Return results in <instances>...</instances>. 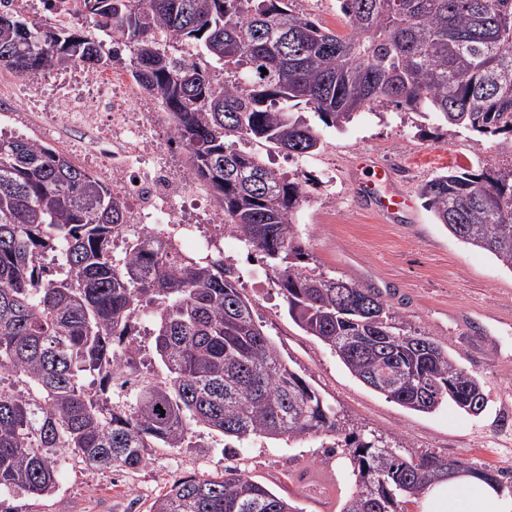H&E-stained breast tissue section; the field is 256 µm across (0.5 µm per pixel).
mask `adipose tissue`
<instances>
[{
	"label": "adipose tissue",
	"mask_w": 512,
	"mask_h": 512,
	"mask_svg": "<svg viewBox=\"0 0 512 512\" xmlns=\"http://www.w3.org/2000/svg\"><path fill=\"white\" fill-rule=\"evenodd\" d=\"M419 512H512V499L470 476L434 482L419 498Z\"/></svg>",
	"instance_id": "obj_1"
}]
</instances>
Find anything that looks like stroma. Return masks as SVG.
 Wrapping results in <instances>:
<instances>
[{"mask_svg": "<svg viewBox=\"0 0 512 512\" xmlns=\"http://www.w3.org/2000/svg\"><path fill=\"white\" fill-rule=\"evenodd\" d=\"M84 69L70 65L40 77L35 100L21 104L15 72L0 68L14 92L0 96V135L27 136L93 170L85 132L52 123L60 87L92 97ZM309 120L322 146L314 154H271L269 167L296 174L305 193L296 217L306 265L380 291L404 329L444 343L455 362L475 374L487 395L472 415L453 404L431 413L408 410L355 378L331 350L289 318L271 270L248 259L234 237L224 257L240 275L238 287L253 304L255 320L282 357L349 425L365 434L398 438L405 455L434 453L468 466L512 471V271L436 224L419 197L421 184L448 168L481 170L512 162V136H485L447 125L433 115L378 106L346 128ZM390 167L410 206L393 223L363 209L357 198L359 164ZM322 436L273 443L252 438L231 453L217 448L208 430L193 429L179 448H158L137 469L92 470L75 461L62 468L44 512H149L177 479L223 474L233 466L287 498L298 512H341L354 491L350 468L326 453Z\"/></svg>", "mask_w": 512, "mask_h": 512, "instance_id": "1", "label": "stroma"}]
</instances>
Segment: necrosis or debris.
Returning a JSON list of instances; mask_svg holds the SVG:
<instances>
[{
	"instance_id": "4bbe7bcc",
	"label": "necrosis or debris",
	"mask_w": 512,
	"mask_h": 512,
	"mask_svg": "<svg viewBox=\"0 0 512 512\" xmlns=\"http://www.w3.org/2000/svg\"><path fill=\"white\" fill-rule=\"evenodd\" d=\"M92 81L97 89L94 103L78 97L58 100V118L94 133L95 154L102 161L112 187L134 204L137 224H183L187 217L179 205L186 189L193 185L186 171L167 172L161 167V144L148 133L149 118L133 109L125 97L120 75L98 74ZM112 115L109 125L97 123L99 113Z\"/></svg>"
}]
</instances>
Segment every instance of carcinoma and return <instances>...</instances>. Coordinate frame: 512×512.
Here are the masks:
<instances>
[{"label":"carcinoma","instance_id":"cac0c4a2","mask_svg":"<svg viewBox=\"0 0 512 512\" xmlns=\"http://www.w3.org/2000/svg\"><path fill=\"white\" fill-rule=\"evenodd\" d=\"M290 2L80 0L76 27L1 11L0 66L23 77L70 64L96 72L128 50L190 176L218 200L224 232L266 259L293 322L403 407L450 401L478 414L480 379L439 340L401 330L378 290L303 265L301 185L240 144L314 153L318 132L291 112L301 105L336 129L393 104L512 135V0H338L345 33ZM419 196L436 223L512 271V164L438 174ZM128 222L124 199L66 154L0 138V512H40L60 448L88 468L133 469L156 448L182 447L194 427L238 441L324 436L353 465L341 512H407L432 482L464 472L504 487L502 473L405 456L358 433L281 357L223 251H181L178 224L128 237ZM141 314L160 365L150 376L137 371ZM110 359L115 369L99 374ZM149 512L296 507L233 467L173 482Z\"/></svg>","mask_w":512,"mask_h":512}]
</instances>
